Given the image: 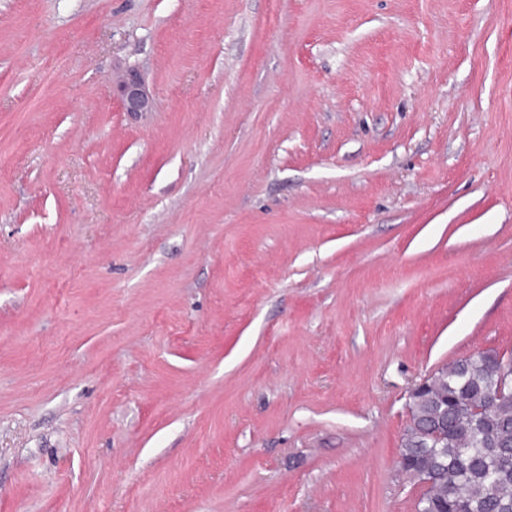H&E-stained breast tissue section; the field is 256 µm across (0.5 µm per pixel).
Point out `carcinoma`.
<instances>
[{"label":"carcinoma","instance_id":"carcinoma-1","mask_svg":"<svg viewBox=\"0 0 512 512\" xmlns=\"http://www.w3.org/2000/svg\"><path fill=\"white\" fill-rule=\"evenodd\" d=\"M494 377V365L478 353L450 364L426 396L412 399L416 426L399 458L434 468L429 512H512V399L484 407ZM439 425L447 426L448 443L431 448L425 434Z\"/></svg>","mask_w":512,"mask_h":512}]
</instances>
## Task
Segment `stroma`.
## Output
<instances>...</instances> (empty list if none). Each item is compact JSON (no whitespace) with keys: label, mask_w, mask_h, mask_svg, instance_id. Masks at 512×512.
<instances>
[{"label":"stroma","mask_w":512,"mask_h":512,"mask_svg":"<svg viewBox=\"0 0 512 512\" xmlns=\"http://www.w3.org/2000/svg\"><path fill=\"white\" fill-rule=\"evenodd\" d=\"M488 349L512 0H0V512H416ZM118 91L125 111L150 112L154 110V99L144 80L134 69L120 77Z\"/></svg>","instance_id":"1"}]
</instances>
